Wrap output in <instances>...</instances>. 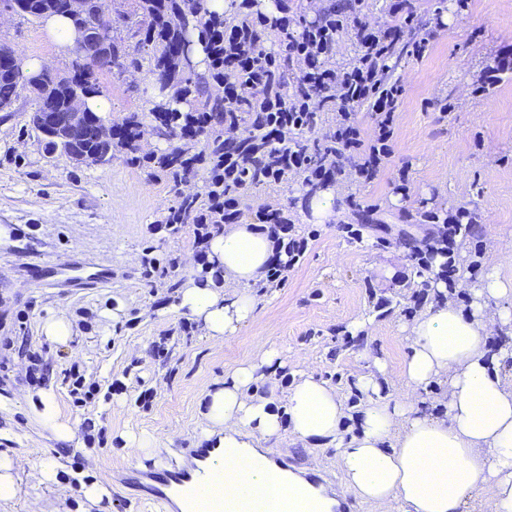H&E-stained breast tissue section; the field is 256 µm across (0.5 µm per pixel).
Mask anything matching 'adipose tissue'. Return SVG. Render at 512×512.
Wrapping results in <instances>:
<instances>
[{
	"label": "adipose tissue",
	"mask_w": 512,
	"mask_h": 512,
	"mask_svg": "<svg viewBox=\"0 0 512 512\" xmlns=\"http://www.w3.org/2000/svg\"><path fill=\"white\" fill-rule=\"evenodd\" d=\"M209 257L224 280L237 285L227 296L210 283L187 282L178 307L201 322L207 336L233 333L254 312L249 292L260 279L273 240L252 224L225 227L210 241ZM492 280L474 289L472 310L445 301L415 321L407 336L410 353L404 363L409 384L445 383L443 416L434 417L414 404H388L375 375L361 387L368 403L358 432L342 440L345 417L335 391L313 376L302 375L286 396V411L275 410L274 398L252 396L258 366H243L206 394L204 416L224 430V445L251 455V483L224 484V512H240L246 496L257 501L255 512H271L287 501L290 512H329L332 499L296 477L275 478L260 439L279 437L282 428L302 442H321L342 449L345 492L383 512H470L473 493L488 489L494 512H512V381L500 369L512 361V343L488 354V329L506 324L492 313L490 302L511 293Z\"/></svg>",
	"instance_id": "adipose-tissue-1"
}]
</instances>
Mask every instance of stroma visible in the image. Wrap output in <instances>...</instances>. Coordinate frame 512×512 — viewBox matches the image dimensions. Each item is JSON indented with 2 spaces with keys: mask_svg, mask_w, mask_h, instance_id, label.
<instances>
[{
  "mask_svg": "<svg viewBox=\"0 0 512 512\" xmlns=\"http://www.w3.org/2000/svg\"><path fill=\"white\" fill-rule=\"evenodd\" d=\"M410 4L437 27L425 52L395 73L403 92L391 158L372 179L335 185L329 220L319 223L311 212L293 209L295 233L309 240L304 257L283 285L253 284L252 318L221 340L207 337L200 322L178 309V289L150 288L141 277L149 250L160 260L178 254L181 279H199L192 225L172 236L158 221L177 193L201 191L202 176L175 186L120 157L101 165L50 155L29 126L26 97L0 112V225L8 231L0 239V453L13 458L19 484L15 498L0 500V512H30L39 499L59 512H157L150 503L121 498L126 473L201 438L206 392L237 367L258 362L260 344L279 351L281 367L260 377L252 394L275 396L277 412H284L288 390L311 374L345 406L343 439L358 431L367 404L360 380L375 372L378 360L387 366L378 375L388 401L442 414L446 386L416 388L402 373L408 330L437 304L439 284L402 242L429 232L414 218L421 206L444 215L469 204L483 227V258L471 270L474 243L461 242L458 285L468 293L496 275L509 289L497 309L512 315V77L481 88L485 70L512 49V0H467L459 13L436 12L434 0ZM0 44L19 58L44 60L55 73L68 66L43 21L1 8ZM101 80L111 105L105 124L140 110L143 94L129 90L133 74ZM403 167L408 191L402 195L395 184ZM358 209L374 210L377 221L355 242L341 227ZM423 289L427 300L416 302ZM56 312L72 323L63 344L41 332ZM359 321L364 329L351 332ZM37 361L48 366L39 386L53 389L74 430L72 442H57L29 406L39 387L28 382ZM74 367L100 387L84 405L70 394ZM131 431L152 433L157 447H129ZM266 446L333 478L343 474L339 448H311L287 430ZM50 460L59 464L58 479L47 486L39 472ZM105 479L110 497L97 507L74 487Z\"/></svg>",
  "mask_w": 512,
  "mask_h": 512,
  "instance_id": "obj_1",
  "label": "stroma"
}]
</instances>
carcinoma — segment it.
Masks as SVG:
<instances>
[{
    "instance_id": "1",
    "label": "carcinoma",
    "mask_w": 512,
    "mask_h": 512,
    "mask_svg": "<svg viewBox=\"0 0 512 512\" xmlns=\"http://www.w3.org/2000/svg\"><path fill=\"white\" fill-rule=\"evenodd\" d=\"M85 2L76 16L66 9V0H4V7L30 20L58 16L83 26L115 79L131 67L146 68L153 96L140 111L112 123L111 148L96 150L90 144L84 161L102 164L122 156L175 185L203 173V191L177 194L161 220L173 234L196 221L216 192L233 204L224 223L236 224L253 209V191L272 183H295L309 200L335 184L340 172L357 179L362 160L336 139V113L372 110L385 95L398 99L401 87L390 81L342 94L336 84L348 83L370 57L387 79L427 45L426 23L407 0L389 5L393 20L373 37L368 17L379 0H323L312 15L303 0H294L293 11L288 0H224L220 9L213 0H128L126 8L110 0ZM341 42L349 43L351 53L338 63ZM9 50L0 47V111H11L26 94L29 124L39 133L43 113L68 111L70 93L85 99L107 96L99 68L80 49L71 51L64 73L46 74L35 84L8 62ZM290 112L301 113V119L270 132L269 123ZM241 126L251 131L246 139L233 136ZM149 133L169 145L141 156V141ZM177 138L199 141L202 149L191 154L172 145ZM290 155L302 157V164L288 165ZM255 218L259 224H281L283 209L260 207ZM180 267L177 256L160 265L148 247L141 277L153 288Z\"/></svg>"
}]
</instances>
